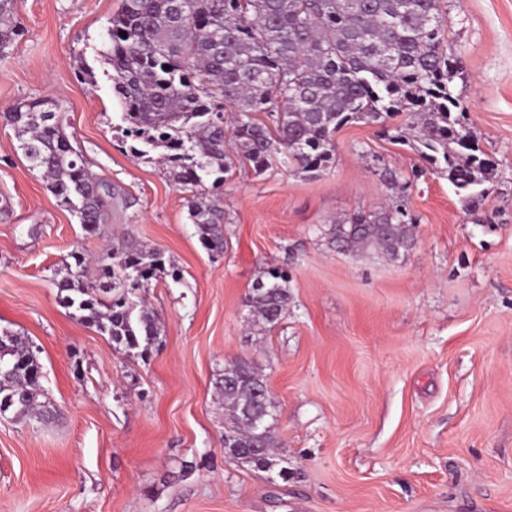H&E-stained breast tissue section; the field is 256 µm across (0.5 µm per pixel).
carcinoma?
I'll return each mask as SVG.
<instances>
[{"label": "carcinoma", "instance_id": "1", "mask_svg": "<svg viewBox=\"0 0 512 512\" xmlns=\"http://www.w3.org/2000/svg\"><path fill=\"white\" fill-rule=\"evenodd\" d=\"M21 35L17 0H0V57ZM102 57L130 150L156 152L169 164L210 252L224 251V209L201 196L206 181L219 188L241 156L257 174L278 162L317 176L332 163L336 131L350 122L396 141L412 138L420 159L459 190L481 185L494 169L454 93L460 60L445 46L442 0H122L108 19ZM226 108L235 113L230 147ZM60 112L58 101L43 97L4 118L25 160L92 233L104 223L112 188L71 146ZM402 112L415 118L409 137L392 124ZM381 177L394 196L330 225L333 250L372 248L396 259L411 246L417 216L405 204L406 183L390 168ZM71 258L56 283L60 302L113 341L150 353L158 319L142 291L166 272L161 252L103 253L97 264L112 282L104 296L87 280L86 259ZM289 282L277 267L264 270L245 297L249 315L276 325L288 311ZM28 341L0 331V413L40 419L50 406L39 401L41 366ZM215 388L224 397V454L257 471H290L275 451L274 405L254 362L224 366Z\"/></svg>", "mask_w": 512, "mask_h": 512}]
</instances>
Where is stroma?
<instances>
[{"mask_svg":"<svg viewBox=\"0 0 512 512\" xmlns=\"http://www.w3.org/2000/svg\"><path fill=\"white\" fill-rule=\"evenodd\" d=\"M120 4L18 0L25 32L0 58V330L39 346L56 407L45 420L0 415V512H512V0H443L463 66L455 92L495 176L473 213L446 175L415 179V241L396 261L327 245L331 221L389 195L383 167L421 163L360 122L337 131L319 177L236 164L224 252L209 254L165 166L135 157L118 128L99 51ZM42 97L115 189L96 233L3 119ZM130 243L182 273L144 292L163 325L147 356L73 316L55 286L72 253ZM269 267L287 271L292 300L258 336L244 299ZM241 358L265 375L290 480L224 456L214 381Z\"/></svg>","mask_w":512,"mask_h":512,"instance_id":"obj_1","label":"stroma"}]
</instances>
